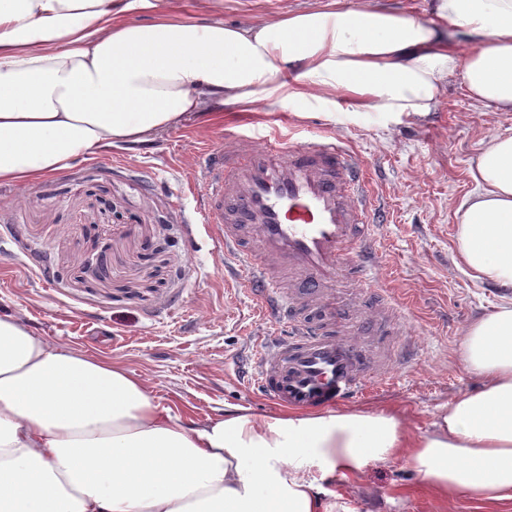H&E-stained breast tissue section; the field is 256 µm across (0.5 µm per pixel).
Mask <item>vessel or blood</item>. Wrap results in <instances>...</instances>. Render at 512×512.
<instances>
[{
    "label": "vessel or blood",
    "mask_w": 512,
    "mask_h": 512,
    "mask_svg": "<svg viewBox=\"0 0 512 512\" xmlns=\"http://www.w3.org/2000/svg\"><path fill=\"white\" fill-rule=\"evenodd\" d=\"M193 184L240 287L288 324L255 344L251 380L272 403L334 408L391 379L401 318L375 274L384 207L340 137L228 133L197 157Z\"/></svg>",
    "instance_id": "b4317fda"
}]
</instances>
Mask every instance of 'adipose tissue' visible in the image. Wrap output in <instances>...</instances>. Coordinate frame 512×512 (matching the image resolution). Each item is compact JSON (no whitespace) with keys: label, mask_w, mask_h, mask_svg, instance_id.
Listing matches in <instances>:
<instances>
[{"label":"adipose tissue","mask_w":512,"mask_h":512,"mask_svg":"<svg viewBox=\"0 0 512 512\" xmlns=\"http://www.w3.org/2000/svg\"><path fill=\"white\" fill-rule=\"evenodd\" d=\"M430 9L425 22L320 0L228 26L172 0H0V183L30 188L261 98L409 118L458 74L477 107L512 112V0ZM459 34L476 43L464 56ZM469 176L455 265L500 301L459 342L479 387L442 405L432 432L391 409L193 425L143 379L0 313V512H322L317 474L354 487L393 459L443 498L512 501V129L482 143Z\"/></svg>","instance_id":"adipose-tissue-1"}]
</instances>
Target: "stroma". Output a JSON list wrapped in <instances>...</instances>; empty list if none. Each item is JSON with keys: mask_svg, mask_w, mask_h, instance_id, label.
<instances>
[{"mask_svg": "<svg viewBox=\"0 0 512 512\" xmlns=\"http://www.w3.org/2000/svg\"><path fill=\"white\" fill-rule=\"evenodd\" d=\"M312 0H179L230 25L274 19ZM248 128L303 140L324 129L378 176L388 219L379 240L383 277L406 302L405 331L418 338L411 362L350 411L396 407L413 429L432 431L440 406L478 387L457 345L470 319L497 301L493 289L455 264L456 211L472 188L469 166L483 140L512 128V112L475 107L460 76L448 80L423 118L386 122L350 115L334 102L297 113L269 99L226 112L221 122L189 119L145 144L103 149L23 189L0 184V311L21 314L37 335L144 377L162 408L202 425L229 408L256 417L281 410L236 374L253 337L288 326L259 314L209 237L186 180L202 148L224 131ZM103 257L106 273L92 260ZM331 512H512L466 495L444 500L402 460L370 468L363 489L338 477L321 483Z\"/></svg>", "mask_w": 512, "mask_h": 512, "instance_id": "35a3bbf8", "label": "stroma"}]
</instances>
